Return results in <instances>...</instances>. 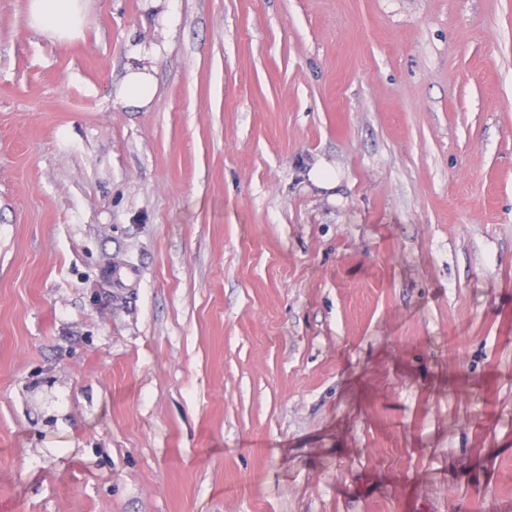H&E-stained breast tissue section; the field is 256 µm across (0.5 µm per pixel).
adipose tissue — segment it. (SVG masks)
<instances>
[{
    "mask_svg": "<svg viewBox=\"0 0 512 512\" xmlns=\"http://www.w3.org/2000/svg\"><path fill=\"white\" fill-rule=\"evenodd\" d=\"M31 29L58 41H71L83 34L86 24L83 0H26Z\"/></svg>",
    "mask_w": 512,
    "mask_h": 512,
    "instance_id": "obj_1",
    "label": "adipose tissue"
}]
</instances>
